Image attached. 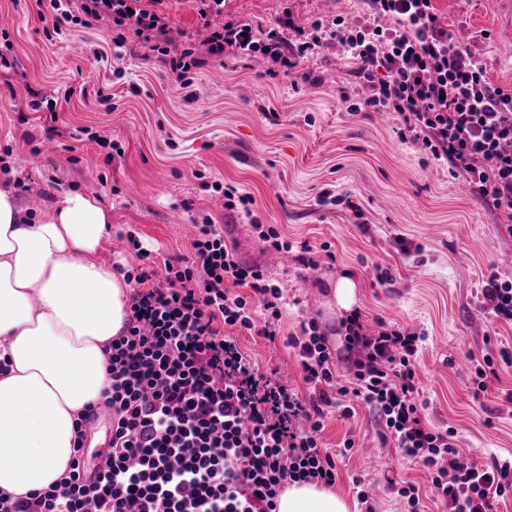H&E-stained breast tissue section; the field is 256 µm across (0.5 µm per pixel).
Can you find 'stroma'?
<instances>
[{
    "label": "stroma",
    "mask_w": 512,
    "mask_h": 512,
    "mask_svg": "<svg viewBox=\"0 0 512 512\" xmlns=\"http://www.w3.org/2000/svg\"><path fill=\"white\" fill-rule=\"evenodd\" d=\"M494 0H433L442 26L483 58L488 78L512 88V41L500 35ZM179 42L201 44L207 31L191 0H165ZM298 24L342 16L363 17L364 0H225L223 20L271 24L283 9ZM36 0H0V29L8 31L18 71L0 78V183H10L31 219L52 209L62 191L96 196L112 212L113 238L104 240L103 262L131 269L140 261L117 235L133 232L153 260L192 255L195 224L220 225L226 245L244 264L262 269L288 305L281 339L269 343L256 331L237 336L259 371L280 367L302 396L311 389L285 337L302 318H316L331 349L348 310L336 295L340 278L353 279L354 310L369 329L378 322L420 335L416 356L418 400L430 426L454 427L461 455L482 465L512 457V370L487 379L476 392L474 368L483 355L512 350V325L490 322L478 300L490 273L512 278L508 221L491 203L470 193L449 163L421 144L401 141L398 121L383 111L348 112L340 91H360L356 65L329 42L290 76H270L258 56L208 61L192 89L174 82L161 63L145 58L128 35L123 59L105 27L47 36ZM103 59H96V52ZM123 67L125 77L112 71ZM73 88L60 101L56 133L28 109V88ZM111 96L101 105L98 93ZM89 128L122 144L108 157ZM235 186L255 202L251 216L226 208L215 183ZM343 204H322L323 192ZM276 226L287 248L270 249L261 227ZM388 273L387 283L377 277ZM369 408L341 417L328 410L322 445L339 452L356 446L338 464L335 490L354 499L352 478L375 497L377 512H402L394 491L406 481L420 487L425 512H441L428 492L421 463L382 444Z\"/></svg>",
    "instance_id": "stroma-1"
}]
</instances>
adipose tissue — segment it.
Instances as JSON below:
<instances>
[{"mask_svg": "<svg viewBox=\"0 0 512 512\" xmlns=\"http://www.w3.org/2000/svg\"><path fill=\"white\" fill-rule=\"evenodd\" d=\"M112 214L96 196L63 193L40 222L0 186V493L59 481L77 416L107 385L106 349L127 318L129 286L97 258ZM279 512H350L348 500L293 484Z\"/></svg>", "mask_w": 512, "mask_h": 512, "instance_id": "adipose-tissue-1", "label": "adipose tissue"}]
</instances>
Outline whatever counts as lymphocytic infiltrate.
Instances as JSON below:
<instances>
[{
  "instance_id": "lymphocytic-infiltrate-1",
  "label": "lymphocytic infiltrate",
  "mask_w": 512,
  "mask_h": 512,
  "mask_svg": "<svg viewBox=\"0 0 512 512\" xmlns=\"http://www.w3.org/2000/svg\"><path fill=\"white\" fill-rule=\"evenodd\" d=\"M365 18L297 25L284 10L265 27L228 21L210 31L205 52L178 47L168 16L141 0H49L54 33L99 24L115 30V47L131 30L159 54L180 87L207 59L265 50L291 74L322 47L341 43L368 94L362 108L396 113L411 140L458 169L469 191L512 220V89L489 82L485 62L440 27L432 0H366ZM192 256L126 273L128 315L113 338L108 385L109 450L98 478L85 482V440L77 438L70 471L23 497L0 495V512H278L294 483L334 485L336 461L319 445L327 409L342 416L369 406L382 442L422 460L448 512H498L512 494V460L485 467L460 458L453 428L422 421L413 360L419 338L398 328L366 330L360 313L343 322L353 380L335 378L328 338L316 319L288 337L303 380L300 397L278 370L258 372L234 329L256 321L276 341L283 316L280 288L241 263L211 222L198 227Z\"/></svg>"
}]
</instances>
